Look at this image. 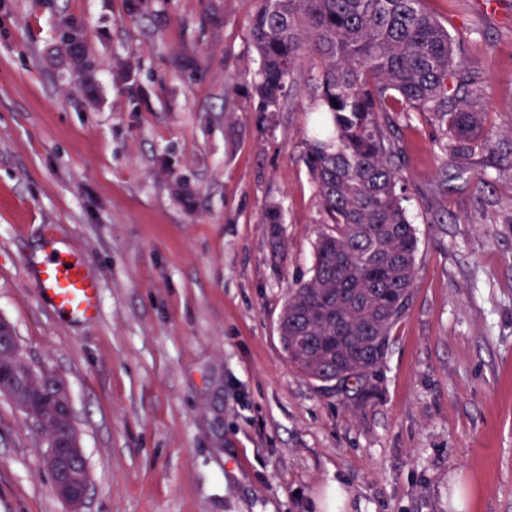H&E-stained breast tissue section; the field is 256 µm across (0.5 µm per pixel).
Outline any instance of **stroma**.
Listing matches in <instances>:
<instances>
[{"label": "stroma", "mask_w": 512, "mask_h": 512, "mask_svg": "<svg viewBox=\"0 0 512 512\" xmlns=\"http://www.w3.org/2000/svg\"><path fill=\"white\" fill-rule=\"evenodd\" d=\"M426 0L484 73L512 150V0ZM0 0V318L25 363L65 381L91 484L81 512H512V177L446 181L445 135L395 115L419 238L411 306L366 393L290 366L278 318L309 279L322 213L303 160L311 113L222 112L258 68V0ZM82 25L95 98L60 34ZM199 69L177 68L180 56ZM131 61L137 81L116 83ZM284 207L274 257L266 205ZM77 256L94 321L59 315L33 273ZM44 437L0 397V512H69Z\"/></svg>", "instance_id": "35a3bbf8"}]
</instances>
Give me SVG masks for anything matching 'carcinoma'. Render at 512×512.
<instances>
[{"instance_id":"obj_1","label":"carcinoma","mask_w":512,"mask_h":512,"mask_svg":"<svg viewBox=\"0 0 512 512\" xmlns=\"http://www.w3.org/2000/svg\"><path fill=\"white\" fill-rule=\"evenodd\" d=\"M249 28L258 71L233 85V108L282 112L295 70L308 66L313 113L303 158L323 211L306 282L288 288L278 330L288 362L324 386L361 382L385 358L391 333L413 299L419 239L408 216L392 114L416 112L448 135L456 168L477 152L512 173V156L491 148L482 72L464 65L448 29L424 0H259ZM79 85L92 92L93 64L77 55ZM264 223L280 239L282 208L267 204ZM32 398L51 430L66 395L39 380L6 395Z\"/></svg>"}]
</instances>
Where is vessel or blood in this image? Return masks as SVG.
Returning <instances> with one entry per match:
<instances>
[{
    "instance_id": "vessel-or-blood-1",
    "label": "vessel or blood",
    "mask_w": 512,
    "mask_h": 512,
    "mask_svg": "<svg viewBox=\"0 0 512 512\" xmlns=\"http://www.w3.org/2000/svg\"><path fill=\"white\" fill-rule=\"evenodd\" d=\"M35 272L45 295L59 313L94 318L100 305L98 289L77 259L56 253L37 266Z\"/></svg>"
}]
</instances>
